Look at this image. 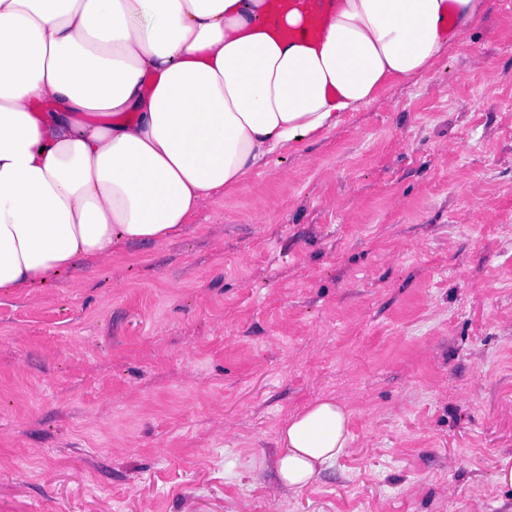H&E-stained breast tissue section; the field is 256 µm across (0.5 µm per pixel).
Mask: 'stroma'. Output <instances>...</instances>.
I'll return each mask as SVG.
<instances>
[{"instance_id":"1","label":"stroma","mask_w":512,"mask_h":512,"mask_svg":"<svg viewBox=\"0 0 512 512\" xmlns=\"http://www.w3.org/2000/svg\"><path fill=\"white\" fill-rule=\"evenodd\" d=\"M333 395L352 451L284 488ZM512 0L183 237L0 292V512H506ZM350 415L345 403L324 396L278 426L275 466L284 487L301 490L349 455Z\"/></svg>"}]
</instances>
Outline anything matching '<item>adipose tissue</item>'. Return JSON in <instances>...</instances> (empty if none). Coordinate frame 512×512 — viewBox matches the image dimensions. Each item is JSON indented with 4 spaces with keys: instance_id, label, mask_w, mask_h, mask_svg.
<instances>
[{
    "instance_id": "1",
    "label": "adipose tissue",
    "mask_w": 512,
    "mask_h": 512,
    "mask_svg": "<svg viewBox=\"0 0 512 512\" xmlns=\"http://www.w3.org/2000/svg\"><path fill=\"white\" fill-rule=\"evenodd\" d=\"M488 0H0V289L186 233L267 157L423 75ZM325 396L276 432L281 484L350 453Z\"/></svg>"
}]
</instances>
